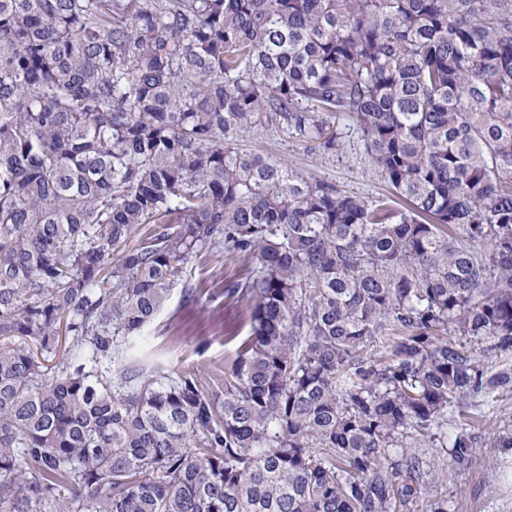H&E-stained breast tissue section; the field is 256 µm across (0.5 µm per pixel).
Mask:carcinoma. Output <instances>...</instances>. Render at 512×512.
<instances>
[{"label": "carcinoma", "instance_id": "cac0c4a2", "mask_svg": "<svg viewBox=\"0 0 512 512\" xmlns=\"http://www.w3.org/2000/svg\"><path fill=\"white\" fill-rule=\"evenodd\" d=\"M343 120L402 208L237 147ZM222 246L213 389L134 353ZM456 336L512 352V0H0V512H447L416 444L512 388Z\"/></svg>", "mask_w": 512, "mask_h": 512}]
</instances>
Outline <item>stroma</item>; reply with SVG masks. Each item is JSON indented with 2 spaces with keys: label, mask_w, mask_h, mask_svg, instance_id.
<instances>
[{
  "label": "stroma",
  "mask_w": 512,
  "mask_h": 512,
  "mask_svg": "<svg viewBox=\"0 0 512 512\" xmlns=\"http://www.w3.org/2000/svg\"><path fill=\"white\" fill-rule=\"evenodd\" d=\"M344 149L333 157L306 150L285 133L270 128L245 133L243 150L270 155L292 170L335 183L343 190L372 199L389 188L365 155L354 129H345ZM254 257L217 251L195 260L188 284L195 291L187 302L173 291L141 345L145 357L172 369L194 367L207 384L223 386L225 362L235 358L250 333V305L228 297L230 283L245 281ZM469 424L477 452L462 463L450 462L445 449L427 445L426 454L441 469L433 492L446 498L448 512H512V392L475 395L454 408L449 434Z\"/></svg>",
  "instance_id": "obj_1"
}]
</instances>
